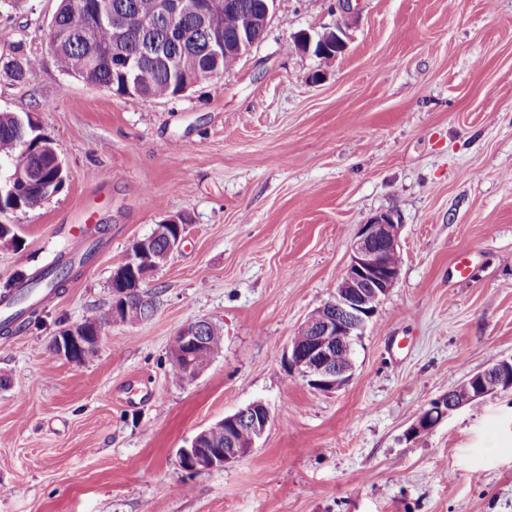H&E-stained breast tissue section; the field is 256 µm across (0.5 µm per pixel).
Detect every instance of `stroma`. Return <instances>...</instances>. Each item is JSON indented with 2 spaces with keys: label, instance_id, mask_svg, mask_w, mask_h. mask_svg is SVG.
<instances>
[{
  "label": "stroma",
  "instance_id": "stroma-1",
  "mask_svg": "<svg viewBox=\"0 0 512 512\" xmlns=\"http://www.w3.org/2000/svg\"><path fill=\"white\" fill-rule=\"evenodd\" d=\"M57 0L0 15V113L51 139L64 187L8 217L0 293L101 246L35 319L0 334V512H512V390L407 429L466 375L512 358V0H277L230 71L164 99L64 74L46 33ZM346 20L326 62L293 34ZM396 211L399 277L333 393L284 353L336 292L360 224ZM172 215L181 248L144 289L153 315L116 324L83 362L61 330L112 305L113 269ZM205 319L222 352L176 380L169 346ZM253 452L194 473L178 451L250 403ZM2 68L13 80L23 82L30 78L41 65V59L24 49L22 42H18L11 56L2 57Z\"/></svg>",
  "mask_w": 512,
  "mask_h": 512
}]
</instances>
